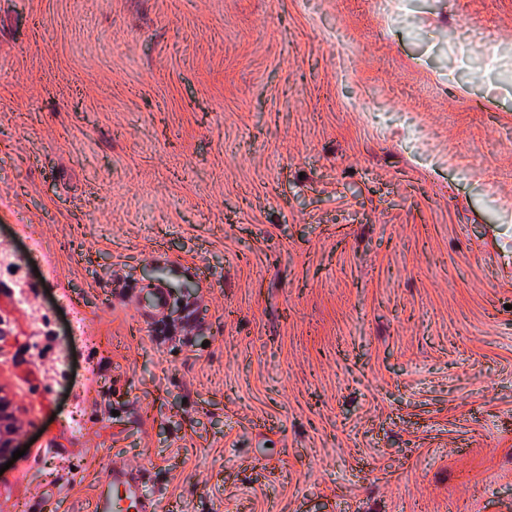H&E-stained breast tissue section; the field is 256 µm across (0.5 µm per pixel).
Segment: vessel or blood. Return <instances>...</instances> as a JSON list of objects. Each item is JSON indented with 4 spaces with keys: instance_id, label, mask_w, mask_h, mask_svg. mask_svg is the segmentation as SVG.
I'll return each mask as SVG.
<instances>
[{
    "instance_id": "vessel-or-blood-1",
    "label": "vessel or blood",
    "mask_w": 512,
    "mask_h": 512,
    "mask_svg": "<svg viewBox=\"0 0 512 512\" xmlns=\"http://www.w3.org/2000/svg\"><path fill=\"white\" fill-rule=\"evenodd\" d=\"M169 295L163 284H155L148 305L140 307L145 322L152 323L163 317ZM95 512H158L154 499L147 496L140 473L116 468L100 484L95 495Z\"/></svg>"
}]
</instances>
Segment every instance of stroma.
I'll return each instance as SVG.
<instances>
[{"label":"stroma","mask_w":512,"mask_h":512,"mask_svg":"<svg viewBox=\"0 0 512 512\" xmlns=\"http://www.w3.org/2000/svg\"><path fill=\"white\" fill-rule=\"evenodd\" d=\"M0 394V512H512V0H0ZM151 291V300L148 305L142 306L140 304L138 306L141 318L148 324H152L163 317L169 301L168 291L163 284H155ZM17 426L11 409V402L0 395V457L14 448V438ZM140 473L114 468L95 495V512H157L154 499L147 496Z\"/></svg>","instance_id":"35a3bbf8"}]
</instances>
